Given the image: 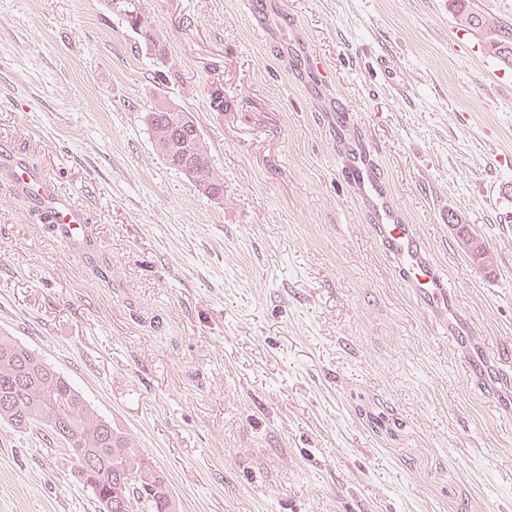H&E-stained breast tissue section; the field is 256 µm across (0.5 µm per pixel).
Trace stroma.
<instances>
[{"label": "stroma", "mask_w": 512, "mask_h": 512, "mask_svg": "<svg viewBox=\"0 0 512 512\" xmlns=\"http://www.w3.org/2000/svg\"><path fill=\"white\" fill-rule=\"evenodd\" d=\"M249 2L141 0L157 58L107 0H0V148L89 237L63 242L0 169V332L150 454L177 512H512V387L478 393L395 277L333 123H361L475 344L512 347V67L448 0H275L259 44ZM159 96L194 115L223 195L158 151ZM73 468L0 422V512H94ZM460 245L462 248H464L467 251H473L468 256L471 258V260L477 264L485 265L487 262L483 255L476 250H480L481 252H485V257L487 260L491 258V251L487 243L484 241V239L476 236L473 233H469L466 235H462L458 237Z\"/></svg>", "instance_id": "obj_1"}]
</instances>
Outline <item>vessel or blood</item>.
Segmentation results:
<instances>
[{
    "mask_svg": "<svg viewBox=\"0 0 512 512\" xmlns=\"http://www.w3.org/2000/svg\"><path fill=\"white\" fill-rule=\"evenodd\" d=\"M353 140V146L347 151L345 175L359 206L372 215L371 232L379 250L389 260L396 278L408 288L449 342L457 345L471 341L474 326L465 316L453 313V288L430 244L418 225L402 219L391 186L371 158L364 136L354 133ZM10 173L32 201L51 214L66 241L84 242L86 213L83 207L59 194L50 181L24 165L11 166ZM467 368L484 389L494 382L512 381V349L474 347Z\"/></svg>",
    "mask_w": 512,
    "mask_h": 512,
    "instance_id": "b4317fda",
    "label": "vessel or blood"
}]
</instances>
